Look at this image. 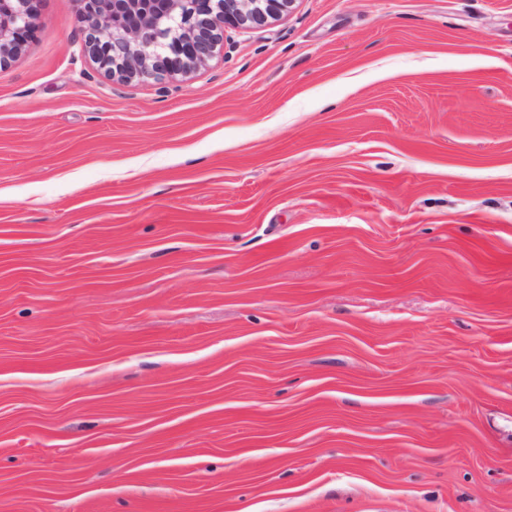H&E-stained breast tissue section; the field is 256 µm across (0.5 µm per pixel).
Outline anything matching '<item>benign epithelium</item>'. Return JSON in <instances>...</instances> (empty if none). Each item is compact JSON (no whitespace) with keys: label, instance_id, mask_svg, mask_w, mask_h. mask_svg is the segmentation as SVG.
<instances>
[{"label":"benign epithelium","instance_id":"obj_1","mask_svg":"<svg viewBox=\"0 0 512 512\" xmlns=\"http://www.w3.org/2000/svg\"><path fill=\"white\" fill-rule=\"evenodd\" d=\"M85 47L125 80L186 73L224 46V27L251 28L294 0H80ZM39 26L32 0H0V65Z\"/></svg>","mask_w":512,"mask_h":512}]
</instances>
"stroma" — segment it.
Wrapping results in <instances>:
<instances>
[{
    "instance_id": "1",
    "label": "stroma",
    "mask_w": 512,
    "mask_h": 512,
    "mask_svg": "<svg viewBox=\"0 0 512 512\" xmlns=\"http://www.w3.org/2000/svg\"><path fill=\"white\" fill-rule=\"evenodd\" d=\"M0 66V512H512V0H295ZM85 47L125 80L186 73L224 46V27L264 25L294 0H80Z\"/></svg>"
}]
</instances>
